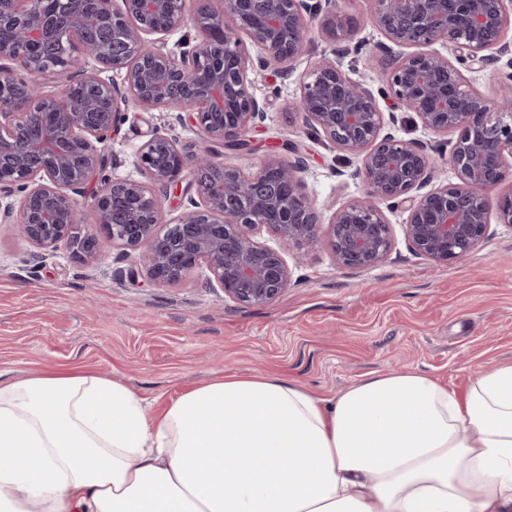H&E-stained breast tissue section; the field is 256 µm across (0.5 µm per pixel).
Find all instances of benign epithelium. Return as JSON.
<instances>
[{"label": "benign epithelium", "instance_id": "benign-epithelium-1", "mask_svg": "<svg viewBox=\"0 0 512 512\" xmlns=\"http://www.w3.org/2000/svg\"><path fill=\"white\" fill-rule=\"evenodd\" d=\"M0 0V192L20 193L4 211L19 238L40 250L60 244L77 262L102 254L80 223L77 197L107 167V142L131 107L186 113L200 140L181 146L154 132L137 154L139 179H105L90 198L112 245L133 251L129 277L179 285L197 272L244 306L262 307L290 285L278 249L258 240L268 228L303 250L325 229L340 268L368 270L393 247L383 206L408 212L405 241L437 266L466 256L488 235V191L512 159V72L496 99L465 72L507 58L512 69V0H375L379 86L351 78L323 57L303 72L294 114L335 149L359 161L360 201L325 223L304 190L305 165L272 152L246 174L224 149L251 151L248 133L266 112L253 76L293 69L312 26L336 41L344 17L336 0ZM192 21L199 36L179 52L165 36ZM446 48L442 53L435 44ZM78 73L82 98L49 91L46 79ZM107 72L124 73L118 84ZM416 113L433 144L385 131L380 101ZM456 182L430 187L440 164ZM189 176L186 186L183 177ZM160 183L197 194L171 220L153 191ZM497 223L512 228V189L498 196Z\"/></svg>", "mask_w": 512, "mask_h": 512}]
</instances>
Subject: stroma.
Returning <instances> with one entry per match:
<instances>
[{"instance_id": "obj_1", "label": "stroma", "mask_w": 512, "mask_h": 512, "mask_svg": "<svg viewBox=\"0 0 512 512\" xmlns=\"http://www.w3.org/2000/svg\"><path fill=\"white\" fill-rule=\"evenodd\" d=\"M297 72H262L252 84L267 104L250 131L254 154L233 156L255 171L263 154L295 146L305 191L324 215L360 200L356 159L329 149L290 115ZM198 142L177 111L130 110L108 143L112 179L139 178L135 161L153 130ZM394 245L370 270L336 266L318 243L293 270L288 289L260 308L208 288L203 276L177 286L124 277L130 259L105 244L93 263L66 247L32 261L33 246L0 220V380L54 370L94 371L118 380L160 414L186 389L229 374L266 373L330 398L375 373L413 366L464 393L476 371L512 361V228L445 266L414 255L404 210L388 211Z\"/></svg>"}]
</instances>
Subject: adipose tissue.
<instances>
[{"instance_id":"adipose-tissue-1","label":"adipose tissue","mask_w":512,"mask_h":512,"mask_svg":"<svg viewBox=\"0 0 512 512\" xmlns=\"http://www.w3.org/2000/svg\"><path fill=\"white\" fill-rule=\"evenodd\" d=\"M0 512H512V362L465 394L408 367L324 399L266 374L149 419L94 374L0 385Z\"/></svg>"}]
</instances>
